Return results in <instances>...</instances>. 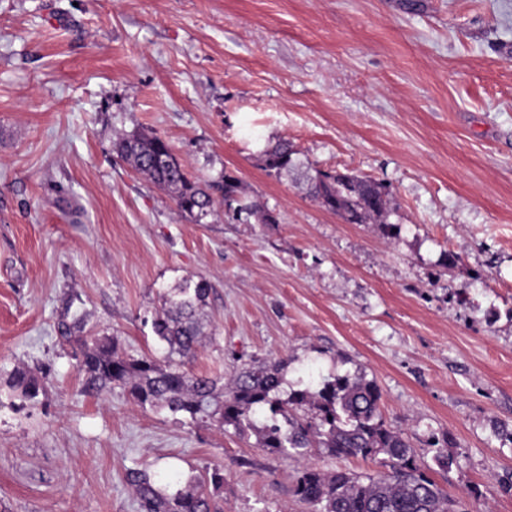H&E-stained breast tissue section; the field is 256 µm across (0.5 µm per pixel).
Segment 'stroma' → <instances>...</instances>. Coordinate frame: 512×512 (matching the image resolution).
Instances as JSON below:
<instances>
[{"mask_svg":"<svg viewBox=\"0 0 512 512\" xmlns=\"http://www.w3.org/2000/svg\"><path fill=\"white\" fill-rule=\"evenodd\" d=\"M139 129L277 223L183 218L112 150ZM280 138L384 183L398 236L267 171ZM190 277L212 288L196 371L365 376L421 458L453 437L430 470L448 495L512 512V0H0V512H138L127 470L217 466L224 512H309L262 415L238 432L83 392L61 325L164 357L151 320ZM18 367L37 402L6 395ZM8 387L22 399L33 403L37 402L39 395L45 391L44 379L25 367L14 369Z\"/></svg>","mask_w":512,"mask_h":512,"instance_id":"1","label":"stroma"}]
</instances>
